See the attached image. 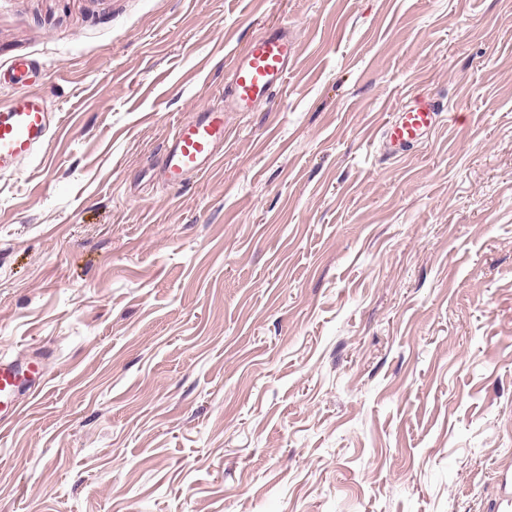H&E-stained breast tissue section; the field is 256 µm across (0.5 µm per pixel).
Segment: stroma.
I'll return each mask as SVG.
<instances>
[{"label": "stroma", "instance_id": "35a3bbf8", "mask_svg": "<svg viewBox=\"0 0 512 512\" xmlns=\"http://www.w3.org/2000/svg\"><path fill=\"white\" fill-rule=\"evenodd\" d=\"M287 28L270 102L178 122ZM58 122L0 175V512H493L512 474V0H0ZM443 105L403 158L385 123ZM224 109L206 110L196 120L179 122L170 136L162 169L170 186H179L193 175L204 174L224 147ZM43 356L0 358V426L15 420L43 381Z\"/></svg>", "mask_w": 512, "mask_h": 512}]
</instances>
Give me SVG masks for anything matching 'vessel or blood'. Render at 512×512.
Instances as JSON below:
<instances>
[{"instance_id": "obj_1", "label": "vessel or blood", "mask_w": 512, "mask_h": 512, "mask_svg": "<svg viewBox=\"0 0 512 512\" xmlns=\"http://www.w3.org/2000/svg\"><path fill=\"white\" fill-rule=\"evenodd\" d=\"M294 43L279 28L253 38L233 59L225 110H207L195 120L179 122L167 143L162 169L170 186L207 172L224 146V113L250 112L280 89L294 60ZM440 105L416 96L400 107L384 126L388 155L399 156L437 126ZM53 117L45 101L28 94L0 105V174L34 161L48 142ZM43 356L0 358V426L15 420L44 376Z\"/></svg>"}]
</instances>
